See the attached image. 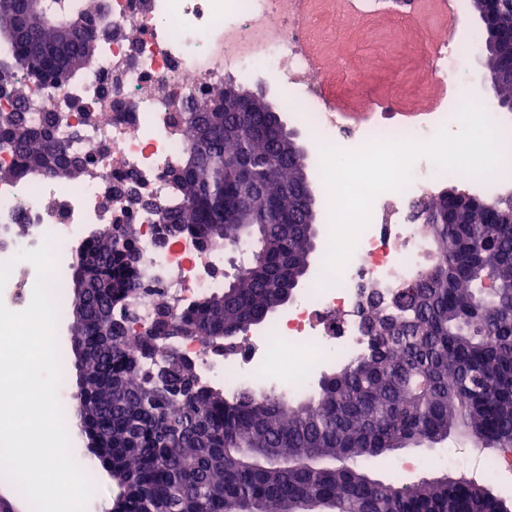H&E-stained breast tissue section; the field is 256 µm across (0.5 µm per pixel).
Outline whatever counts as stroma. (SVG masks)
I'll list each match as a JSON object with an SVG mask.
<instances>
[{"label":"stroma","instance_id":"stroma-1","mask_svg":"<svg viewBox=\"0 0 512 512\" xmlns=\"http://www.w3.org/2000/svg\"><path fill=\"white\" fill-rule=\"evenodd\" d=\"M417 3L418 18L407 31H399L397 21L390 17L370 20L371 37L365 45L358 38L361 23L352 15L344 17L336 32L314 37L311 51L321 66L326 69L342 66L348 72L347 89L334 101L336 110L362 111L360 93L365 89L378 98L397 100L406 112L424 107L439 109L450 101L447 84L430 74L427 61L429 44L444 36V5L442 0H417ZM246 88L264 93L281 112L298 142L308 145L309 131L293 120L294 112L299 109L297 99H284L281 90L263 78L247 82ZM469 446V440L453 434L437 444L403 448L393 455L374 458L369 468L376 478L384 480L390 476V465L414 460L418 466L405 473V480L466 475L470 472L464 463Z\"/></svg>","mask_w":512,"mask_h":512}]
</instances>
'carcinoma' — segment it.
Instances as JSON below:
<instances>
[{"label":"carcinoma","mask_w":512,"mask_h":512,"mask_svg":"<svg viewBox=\"0 0 512 512\" xmlns=\"http://www.w3.org/2000/svg\"><path fill=\"white\" fill-rule=\"evenodd\" d=\"M486 12L477 32L499 104L512 100V0H468ZM67 0H0V38L16 71L53 85L80 71L105 38ZM237 86L182 112L191 144L168 172L173 194L159 210L167 229L203 244L249 249L224 291L178 313L156 303L136 331L141 294L134 234L99 233L74 266L73 348L83 350L77 415L88 452L111 475L114 512H281L309 499L317 512H512L472 478L404 482L373 477L367 463L452 433L479 448H512V199L476 197L456 210L448 192L425 205L422 224L440 262L364 313L369 347L323 374L301 398L245 389L227 399L204 389L168 336L207 342L267 323L306 279L319 237L305 153L262 99L232 105ZM0 141L22 166L70 182L82 164L66 157L51 114L0 112ZM252 193L243 195L245 181Z\"/></svg>","instance_id":"obj_1"}]
</instances>
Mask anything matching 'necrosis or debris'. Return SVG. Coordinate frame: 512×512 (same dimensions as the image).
<instances>
[{"mask_svg":"<svg viewBox=\"0 0 512 512\" xmlns=\"http://www.w3.org/2000/svg\"><path fill=\"white\" fill-rule=\"evenodd\" d=\"M112 24V40L65 83L46 86L20 81L18 92L0 93V111H54L56 133L69 153L88 158L84 174L64 183L21 174L0 180V229L27 227L24 236L0 249V263L12 268L0 301L14 312L32 299L37 270L20 260L22 251L53 242L56 247L55 296L65 316L66 262L91 234L110 231L114 218L136 230L143 281L157 284L165 298L190 307L224 288V260L234 248L222 242L202 246L194 234L163 240L158 214L127 207L113 198L112 185L133 178L157 206H167L166 178L190 140L176 115L223 85L227 76L252 78L266 73L280 89L296 88L300 111L295 119L311 134L309 153L319 159L323 144L355 149L372 141L427 140L454 112H431L403 122L378 106L365 123L341 119L330 107L346 70L317 73L308 56L310 31L300 7L285 0H102ZM469 42L442 40L428 54L432 74L465 87ZM504 158L503 177L482 182L461 174L438 172L421 160L412 184L388 191L373 204V222L361 234L339 280L307 288L277 315L270 327L244 334L224 345L196 337L178 340L177 349L195 367L201 386L223 389L232 397L244 387L262 394L278 391L288 399L308 393L317 379L367 349L360 310L367 285L391 296L411 283L434 257L415 206L452 181L466 190L497 198L512 194V114L492 113Z\"/></svg>","mask_w":512,"mask_h":512,"instance_id":"4bbe7bcc","label":"necrosis or debris"}]
</instances>
